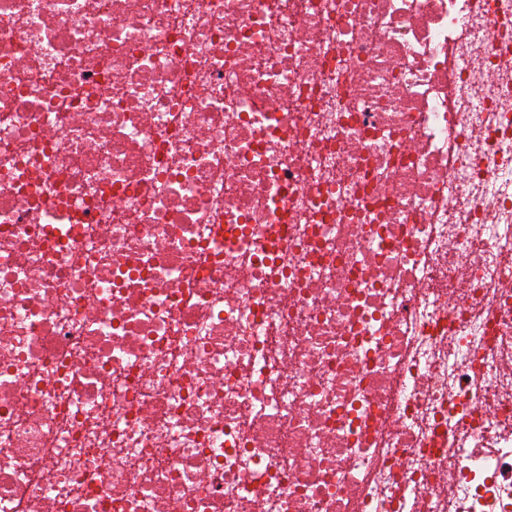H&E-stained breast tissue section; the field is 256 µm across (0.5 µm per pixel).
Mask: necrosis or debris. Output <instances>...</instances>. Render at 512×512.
Listing matches in <instances>:
<instances>
[{"label": "necrosis or debris", "instance_id": "4bbe7bcc", "mask_svg": "<svg viewBox=\"0 0 512 512\" xmlns=\"http://www.w3.org/2000/svg\"><path fill=\"white\" fill-rule=\"evenodd\" d=\"M0 512H512V0H0Z\"/></svg>", "mask_w": 512, "mask_h": 512}]
</instances>
